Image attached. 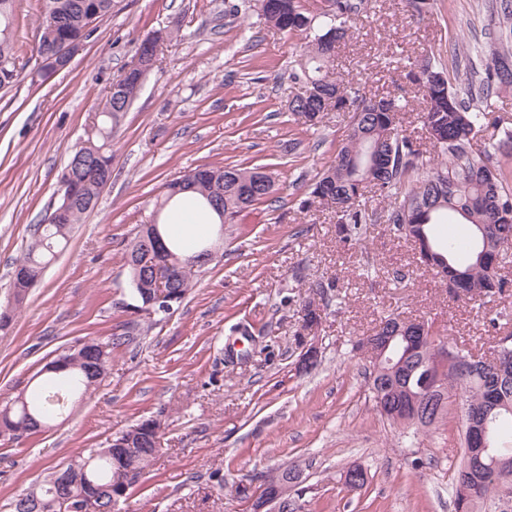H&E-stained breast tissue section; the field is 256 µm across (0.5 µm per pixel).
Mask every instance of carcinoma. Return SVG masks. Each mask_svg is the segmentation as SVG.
Here are the masks:
<instances>
[{
    "mask_svg": "<svg viewBox=\"0 0 512 512\" xmlns=\"http://www.w3.org/2000/svg\"><path fill=\"white\" fill-rule=\"evenodd\" d=\"M325 2L326 9L317 16L307 12L300 0H254L252 4L267 23L280 31L313 33L290 74L291 81L302 84V91L292 97L289 110L303 116L311 126L326 112L351 113L345 138L337 146L333 160L310 184L307 198L300 203L301 211H309L316 203L329 209L338 200L345 203L346 207L334 215L336 234L346 242L360 235L362 227L372 220L373 214L361 203L366 190L390 198L402 189L403 198L391 202L387 209L388 230L403 237L406 225H415L413 234L419 251L423 253L428 247L436 264L448 263V279L453 283L450 293L457 298H477L484 304L491 302L509 284L501 269L512 261V193L503 185L507 181L505 170L494 162V157L512 153V133L505 132L503 139L479 153L473 150V141L482 128L499 123L494 110L482 102L512 85V71L507 66L512 62V0H495L492 4L499 21L498 49L492 64L482 73L475 71L472 63H466L461 88H454L450 76L432 65L426 72L411 69L407 73L409 80L423 90L424 107L419 118L438 158L429 169L424 168L417 139L399 126V114L409 111L408 100L367 94L343 84L330 71L336 49L361 12L363 0ZM111 13L112 0H46L33 50L43 54L53 51L63 39L84 41L89 38L87 19L93 16L98 20ZM14 23V0H0V89L14 86L19 77V56L12 37H3V32L13 30ZM168 38L160 32L143 41L140 69L119 80L120 91L107 94L93 118L92 135L73 151V155L81 154L86 160L64 169L60 191L62 199L69 203H60L44 223L34 226L27 249L15 263L11 281L15 304H21L29 288L41 279L56 250L67 244L74 226L96 208L103 183L112 178V133L138 96L143 77L155 67L160 43ZM247 181L253 185L259 182L256 168H196L167 184L156 200L154 213L162 214L172 201L190 192L218 214L219 224H233L242 212L271 195L262 187L249 190ZM454 219L473 227V234L462 249L453 240L441 241L432 234L433 225L450 224ZM158 243L160 259L172 269L170 295L175 297L173 305L178 306L195 285L201 269L186 270L188 257L178 243L168 245L161 236ZM143 247L138 233L125 251L130 293L139 305L154 292L151 279L136 266L135 254ZM331 287L329 282L314 284L319 304L304 305L311 319L322 320V313L330 307ZM152 323L151 318L144 323L131 322L107 341H92L79 349L62 351L63 370L45 364L39 371L42 379L30 393L19 394L12 405L0 408V437L13 441L48 428L68 398L83 397L95 388L108 369L112 350L128 343L135 333ZM413 329L414 325L389 313L380 317L367 339L381 345L385 337H394L389 353L397 358L403 348L402 337ZM426 335L430 342L417 353L422 368L404 383L418 392L423 376L432 377L438 384L441 414L448 395L454 394L460 400L464 434L468 415L484 411L490 386L498 384L502 404L493 412L492 455L503 469H512V356L502 361L500 373L492 380L483 363L486 354L481 353L463 377L455 358L437 360L433 353L437 342H448L452 351L459 347L429 323ZM159 429V420L147 418L116 434L106 447L79 454L90 460V465L87 479L73 487L74 494H96L101 512H112V489L128 491L132 479L149 467L160 452ZM491 463L486 458L484 465L473 467L477 494L465 505L464 512H512V494L504 495L501 478L493 473Z\"/></svg>",
    "mask_w": 512,
    "mask_h": 512,
    "instance_id": "carcinoma-1",
    "label": "carcinoma"
}]
</instances>
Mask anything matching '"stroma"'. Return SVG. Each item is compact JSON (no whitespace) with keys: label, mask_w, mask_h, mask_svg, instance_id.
Here are the masks:
<instances>
[{"label":"stroma","mask_w":512,"mask_h":512,"mask_svg":"<svg viewBox=\"0 0 512 512\" xmlns=\"http://www.w3.org/2000/svg\"><path fill=\"white\" fill-rule=\"evenodd\" d=\"M243 3L113 0L68 68L43 78L32 57L44 0L15 2L26 66L0 90V306L34 225L60 202L65 166L106 89L142 40L160 30L173 38L112 136V180L97 209L0 330V402L31 391L63 348L107 339L132 321L123 254L166 183L199 166L237 165L265 167L276 185L225 225L221 257L180 306L113 351L91 394L71 400L52 427L0 441V512L78 453L154 416L163 421L162 453L133 479L119 512H249L237 483L287 465L307 480L303 512H453L457 399L431 426L394 425L376 410L370 356L354 345L392 311L424 318L467 347L487 345L512 333V287L486 305L449 295L411 242L388 231L379 197L367 199L377 215L367 236L348 242L330 212L299 211L350 115L329 112L311 128L289 111L300 90L289 72L307 37L271 28ZM496 27L490 0H430L421 14L409 0H365L335 68L347 82L417 105L421 91L386 59H428L452 72L469 53L481 71L491 59L485 35ZM397 271L404 287L393 284ZM327 279L339 303L312 338L302 308ZM312 339L321 364L306 374L297 361ZM352 466L366 473L356 491L343 482Z\"/></svg>","instance_id":"35a3bbf8"}]
</instances>
